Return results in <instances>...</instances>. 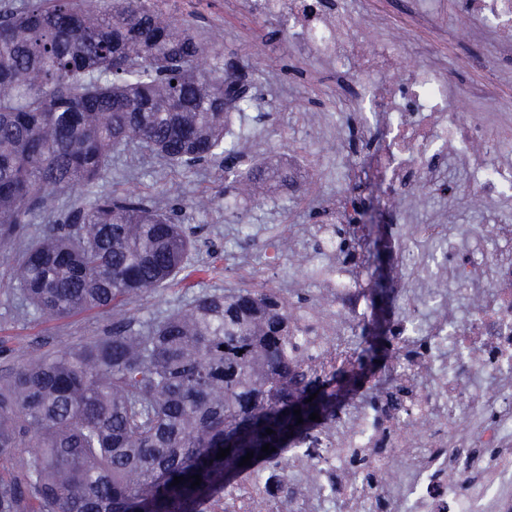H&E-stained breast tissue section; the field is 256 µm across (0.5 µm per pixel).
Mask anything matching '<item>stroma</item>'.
I'll list each match as a JSON object with an SVG mask.
<instances>
[{
    "label": "stroma",
    "instance_id": "35a3bbf8",
    "mask_svg": "<svg viewBox=\"0 0 512 512\" xmlns=\"http://www.w3.org/2000/svg\"><path fill=\"white\" fill-rule=\"evenodd\" d=\"M348 6L362 20L364 44L399 39L406 57L449 73L453 92L467 96L476 118L500 120L504 101H512V63L500 62L496 77H489L479 59L500 37L493 29L459 19L458 0H437L439 18L454 21L440 31L420 20V0H348ZM166 15L197 35L207 49L205 65L234 63L246 80L253 109L236 118L242 167L294 153L311 173L298 183L268 189L254 202L229 187L221 160L184 169L132 147L113 154L102 177L84 194H56L30 215L20 236L0 244V374L17 367L23 352L53 353L86 343L108 335L121 318L137 330L189 307L201 293L244 288L247 282L238 267L244 256L262 268L263 288L289 291L291 308L316 302L322 292L321 283L300 275L295 235L301 226L319 224L318 197L341 188L348 163L363 153L345 74L291 52L287 29L273 20L249 18L238 0H166ZM437 177L456 181V193L448 197L423 190L404 199L407 233L415 234L421 224H443L450 240L512 256V242L491 235L501 207L492 201L474 203L464 166L448 160ZM113 192L135 194L165 212L178 208V222L191 241L183 270L171 284L115 311L40 317L11 281L12 266L43 225L62 222L81 199ZM355 202L374 224L366 242L351 252L354 276L366 286L381 270L390 280L402 279L403 271L383 246L379 201L366 189Z\"/></svg>",
    "mask_w": 512,
    "mask_h": 512
}]
</instances>
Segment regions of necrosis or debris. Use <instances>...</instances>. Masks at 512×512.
<instances>
[{
  "label": "necrosis or debris",
  "mask_w": 512,
  "mask_h": 512,
  "mask_svg": "<svg viewBox=\"0 0 512 512\" xmlns=\"http://www.w3.org/2000/svg\"><path fill=\"white\" fill-rule=\"evenodd\" d=\"M244 6L254 18L283 25L306 57L349 70L359 127L373 141L343 188L322 204L327 221L318 226L312 249L327 263L326 289L316 307L288 322L290 343L306 349L322 378L345 366L353 351L336 340L338 324H362L369 307L366 291L338 257L336 240L337 225L362 189V168L377 175L395 259L406 270L415 252L394 200L412 192L418 175L430 188L454 192V185L437 183L433 168L434 161L452 157L465 163L477 198L512 208V123L472 119L465 97L450 93L446 74L402 62L396 42L364 46L357 17L339 0H245ZM459 10L501 33L499 53L512 57V0H461ZM417 234L442 243L429 276H451L479 299L464 317L439 319L432 315L444 303L439 290L427 289L418 299L398 284L393 329L399 352L390 381L376 405L353 398L337 421L287 449L291 473L316 474L294 495V512H322L333 502L341 512H480L487 499L491 512H512V482L500 479L512 471V259L449 242L440 224L421 225ZM469 413L484 419L462 452L455 424ZM472 448L496 451L483 460L478 477L469 474ZM356 454L367 457L371 476L352 470Z\"/></svg>",
  "instance_id": "1"
}]
</instances>
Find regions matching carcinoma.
Returning <instances> with one entry per match:
<instances>
[{
  "mask_svg": "<svg viewBox=\"0 0 512 512\" xmlns=\"http://www.w3.org/2000/svg\"><path fill=\"white\" fill-rule=\"evenodd\" d=\"M163 2L28 0L0 12V243L47 196L83 192L132 141L177 168L222 155L224 173L255 195L285 181L240 170L224 149L244 85L227 67H200V43ZM190 245L171 214L99 195L48 225L12 279L42 316L115 309L175 279ZM371 295L376 317L359 327L355 359L324 380L288 356V305L250 289L204 293L144 331L119 324L99 341L29 354L0 379V454L25 453L0 479V512H202L239 474L282 466V449L335 420L366 381L389 379V280Z\"/></svg>",
  "mask_w": 512,
  "mask_h": 512,
  "instance_id": "obj_1",
  "label": "carcinoma"
}]
</instances>
